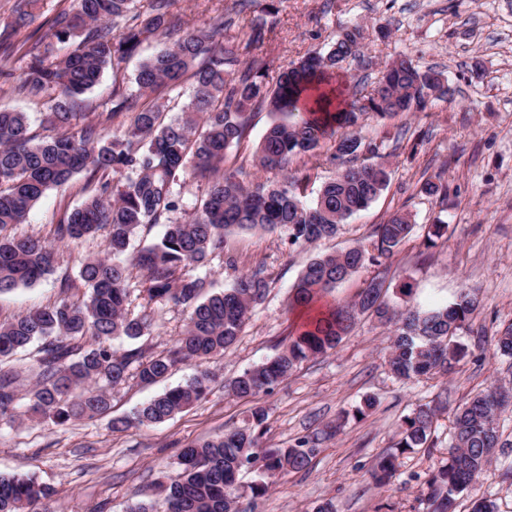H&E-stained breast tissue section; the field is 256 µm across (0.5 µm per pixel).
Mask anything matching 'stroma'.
I'll return each instance as SVG.
<instances>
[{"label":"stroma","mask_w":512,"mask_h":512,"mask_svg":"<svg viewBox=\"0 0 512 512\" xmlns=\"http://www.w3.org/2000/svg\"><path fill=\"white\" fill-rule=\"evenodd\" d=\"M270 6L276 10L277 25L259 49L269 62V84H276L287 63L328 49L343 28L359 24L360 58L345 69L351 90L370 92L383 67L403 55L440 72L453 95L430 98L421 112L366 117L358 133L380 143L391 179L375 202L342 224L335 238L302 248L289 245L282 233L235 229L227 234L237 266L226 267L223 253L213 254L209 268L214 290L229 287L237 272L259 265L272 282L236 343L208 360L215 379L205 400L164 423L113 431L114 419L132 414L195 373V366L181 364L154 384L129 376L113 388L110 410L94 419L58 426L23 418L0 425V473H36L56 490L53 512H126L132 502L158 498L180 448L240 424L252 404L268 412V446L284 448L336 422L368 395L376 399L370 414L346 421L342 431L323 444L310 470L279 480L258 500L256 512H312L327 499L336 512H424L420 491L448 455L456 408L477 392L512 382V359L496 352L501 330L512 324V0H250L246 5L240 0H173L171 11L186 28L204 27L223 16L225 43L241 49L250 40L252 19ZM159 47L158 41L148 39L135 56L107 68L98 84L79 97L77 111L88 106L110 111L117 85L136 94V70ZM24 66L23 60L13 58L10 76L20 75ZM10 76L0 75V106L28 112L32 134L47 136L46 101L11 94ZM271 121L267 108H254L245 139L225 156V167L237 170L244 181L268 177L257 167L255 153ZM332 151V141L325 140L315 152L291 159L290 170L311 175L307 200H314L322 185L335 177L337 168L328 161ZM429 181L440 183L437 194L425 193ZM84 182L80 175L66 188L47 191L26 223L16 226V233L49 237L52 225L80 204ZM398 211L411 217L409 240L384 265L360 271L332 297L349 302L376 276L384 278L393 302L398 286L412 283V301L423 307L448 302L461 286L475 289L480 306L473 330L461 336L470 351L453 372L407 383L396 380L387 367L390 333L364 316L335 352L302 363L256 401L228 393L231 379L276 355L305 320L304 311L288 303L307 259L366 241L376 225ZM438 222L447 224L448 232L434 247H426L427 231ZM107 253L101 236L60 243L53 274L0 294V320L54 301L63 276H76L85 257ZM186 322V312L155 306L149 335L135 345L148 355L163 352ZM478 334L483 342L477 348L473 342ZM432 400L444 405L433 448L404 458L393 485L376 488L369 476L374 459L392 448L402 418L415 405ZM499 426L507 449L476 482L472 496L494 500L498 512H512V480L501 477L503 467L512 464V407L502 412Z\"/></svg>","instance_id":"stroma-1"}]
</instances>
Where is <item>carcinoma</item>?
Listing matches in <instances>:
<instances>
[{"label":"carcinoma","instance_id":"cac0c4a2","mask_svg":"<svg viewBox=\"0 0 512 512\" xmlns=\"http://www.w3.org/2000/svg\"><path fill=\"white\" fill-rule=\"evenodd\" d=\"M35 4L18 0L15 5V28L0 33V63L19 53L28 58L10 90L19 97L53 93L45 117L53 134L39 139L30 133L28 113L0 108V293L32 285L53 271L54 251L46 241L5 231L25 223L48 190L67 186L77 174L86 179L82 201L53 226L52 236L76 242L102 233L112 258L81 262L82 296L70 293L66 279L54 302L0 322V421H15L20 409L18 372L8 361L38 341L36 382L26 414L56 425L93 419L110 408L112 387L126 381L130 371L141 382L153 383L178 364H195L197 371L185 384L149 400L131 418L112 420V431L133 422L162 423L207 397L214 380L207 359L235 344L270 288L266 269L256 266L230 287L207 292V274L198 270L207 268L216 250L224 251L226 266L236 267L227 232L284 233L291 245L335 237L341 224L374 202L390 181L388 167L375 162L380 144L363 139L356 128L370 113L387 117L422 110L430 97L445 98L450 89L440 74L401 56L385 66L372 93L356 95L340 111L330 112L327 105L337 92L333 79L342 64L359 57V25L343 29L328 50L291 63L270 88L264 82V57L243 60L224 43L222 16L207 28L184 30L169 11L171 0H149L145 11L138 10L136 0H71L51 20V36L60 42L80 40L57 56L41 40H14ZM275 24L270 13L253 19L250 44H263ZM149 37L163 41V47L141 63L135 77L138 95L117 87L111 111H74L75 99L107 66L133 56ZM187 74L193 90L183 101L178 88ZM161 87L173 93L180 112L175 119L167 118L168 103L138 104ZM260 105L274 119L257 148V166L284 175L276 182L246 183L221 166L225 152L244 138L249 111ZM121 116L128 117L122 134L107 136V126ZM328 137L334 139L330 161L338 172L308 204L303 197L310 174L286 173L288 160L317 149ZM190 177L204 180V186L188 213L177 186ZM180 211L184 215L176 216ZM153 224L165 225L163 236L133 257L145 272L140 293L148 305L188 311V322L160 354L146 356L134 348L119 355L112 340H137L150 332L149 314L129 312L130 266L122 256L132 239ZM413 229L409 215L397 212L375 226L367 243L310 259L293 286L291 305L319 303L318 315L291 334L274 358L235 377L228 390L238 398L272 391L301 363L336 350L365 315L390 330L388 366L398 380L448 374L468 354L455 337L469 329L479 307L467 286L453 302L426 310L392 304L378 277L349 303L326 300L362 268L392 258ZM511 403L512 392L493 386L456 409L448 457L421 491L426 512H456L458 496L488 471L501 447L499 427L488 423L499 420ZM438 411L423 403L404 416L393 448L371 466L376 487L392 485L404 456L432 448ZM335 431L329 426L272 449L266 445L268 414L255 406L243 425L181 448L164 495L133 503L128 512H254L256 501L278 478L308 471L323 440ZM246 473L254 477L244 484ZM55 495L33 474L0 475V512H51Z\"/></svg>","mask_w":512,"mask_h":512}]
</instances>
